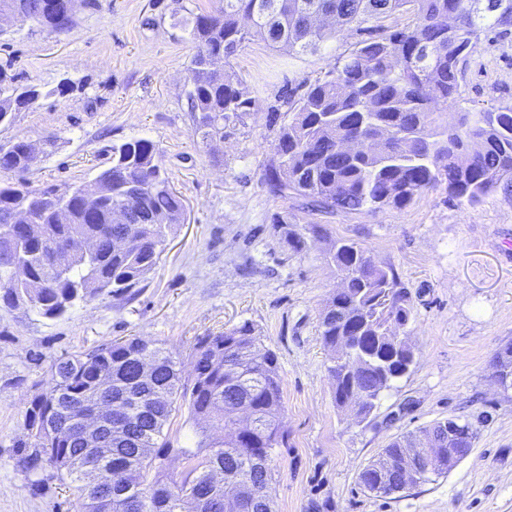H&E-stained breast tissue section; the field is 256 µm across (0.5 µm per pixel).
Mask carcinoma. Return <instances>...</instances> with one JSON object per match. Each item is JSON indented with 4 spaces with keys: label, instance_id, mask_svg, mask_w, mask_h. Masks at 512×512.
<instances>
[{
    "label": "carcinoma",
    "instance_id": "obj_1",
    "mask_svg": "<svg viewBox=\"0 0 512 512\" xmlns=\"http://www.w3.org/2000/svg\"><path fill=\"white\" fill-rule=\"evenodd\" d=\"M45 0H0L48 31L58 30ZM475 0H220L210 13L186 24L195 45L187 92L202 142L224 137L244 123L254 101L230 59L254 39L296 54L317 50L349 27L369 37L336 59L328 77L288 102L291 118L272 147L268 182L282 197L304 199L306 208L341 212L405 208L426 192L443 189L470 205L502 193L512 199V105L461 110L442 120L448 99L459 94L473 40L493 29L508 34L512 0L502 11L481 13ZM410 14L413 23L388 31L385 22ZM35 85L0 96V124L35 104ZM359 139L348 154L341 146ZM30 141L0 147V172L29 169ZM32 200L35 234L7 223L17 201ZM123 210L125 224L111 223ZM181 223V200L166 177L153 141L137 138L112 147V164L89 183L61 192L0 184V300L53 318L76 300L118 294L152 273L166 237ZM275 228L296 252L305 242L288 219ZM99 244L89 256L76 248ZM328 258L343 280L319 315V332L330 352L327 370L337 377L336 404L351 405L356 385L369 416L383 391L414 363L409 338L392 333L411 320L413 306L396 269L372 260L356 243L336 239ZM354 339L356 374L336 368V348ZM193 373L185 379L173 353L130 336L59 360L47 389L26 409L23 438L15 447L26 473L46 471L69 482L78 512H275V449L288 445L282 378L276 353L265 347L253 323L198 339ZM111 408L103 427L112 443L99 448L82 439L81 418L100 398ZM188 405L199 440L181 448V470H169L164 428L178 401ZM248 411L255 430L240 426ZM429 453L448 448V421L425 427ZM408 436L365 465L359 481L372 493L410 488L397 479L377 488L380 473L395 468Z\"/></svg>",
    "mask_w": 512,
    "mask_h": 512
}]
</instances>
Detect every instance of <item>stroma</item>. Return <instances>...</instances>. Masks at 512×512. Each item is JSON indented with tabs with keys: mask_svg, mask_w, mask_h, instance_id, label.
Listing matches in <instances>:
<instances>
[{
	"mask_svg": "<svg viewBox=\"0 0 512 512\" xmlns=\"http://www.w3.org/2000/svg\"><path fill=\"white\" fill-rule=\"evenodd\" d=\"M219 0H95L74 26L46 32L16 20L0 27V89L34 85L38 102L0 125V145L53 140L25 173L59 190L93 180L112 148L154 141L182 199L185 223L169 235L156 270L124 295L78 300L62 316L0 303V512H75L58 479L33 484L14 448L30 400L52 364L140 336L171 350L184 374L199 337L252 322L280 363L288 445L277 449V512H512V392L491 359L512 343V202L496 194L476 206L430 191L403 209L320 212L271 193V144L289 120L287 93L303 94L364 34L352 29L311 54L256 40L231 60L256 102L243 124L204 147L186 91L195 53L183 24ZM512 104V33L473 44L459 109ZM326 235L293 252L276 215ZM357 242L392 264L413 304L409 373L383 392L373 415L336 404L319 336V315L341 280L325 256L331 240ZM456 417L476 432L470 455L448 474L377 495L358 472L396 437Z\"/></svg>",
	"mask_w": 512,
	"mask_h": 512,
	"instance_id": "1",
	"label": "stroma"
}]
</instances>
